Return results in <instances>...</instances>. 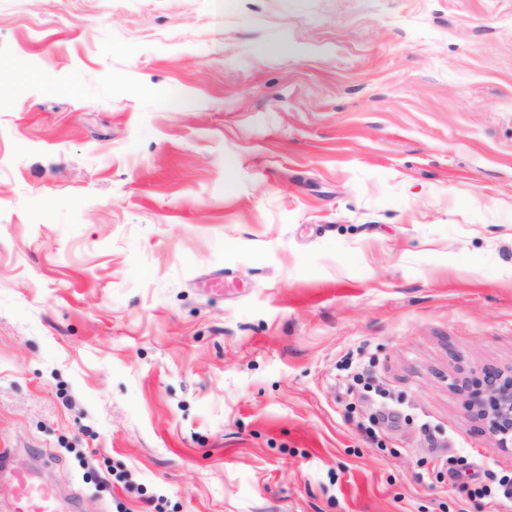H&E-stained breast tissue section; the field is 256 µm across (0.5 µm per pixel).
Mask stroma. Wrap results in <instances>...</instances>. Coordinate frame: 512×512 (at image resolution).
<instances>
[{
    "label": "stroma",
    "instance_id": "35a3bbf8",
    "mask_svg": "<svg viewBox=\"0 0 512 512\" xmlns=\"http://www.w3.org/2000/svg\"><path fill=\"white\" fill-rule=\"evenodd\" d=\"M490 367L512 0H0V448L82 512H489Z\"/></svg>",
    "mask_w": 512,
    "mask_h": 512
}]
</instances>
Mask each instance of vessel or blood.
Returning <instances> with one entry per match:
<instances>
[{"instance_id": "1", "label": "vessel or blood", "mask_w": 512, "mask_h": 512, "mask_svg": "<svg viewBox=\"0 0 512 512\" xmlns=\"http://www.w3.org/2000/svg\"><path fill=\"white\" fill-rule=\"evenodd\" d=\"M0 474L5 477L9 512H75L74 498L63 495L43 482L26 464L15 460L7 450H0Z\"/></svg>"}]
</instances>
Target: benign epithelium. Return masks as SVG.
<instances>
[{"mask_svg": "<svg viewBox=\"0 0 512 512\" xmlns=\"http://www.w3.org/2000/svg\"><path fill=\"white\" fill-rule=\"evenodd\" d=\"M471 412L483 421L497 447H512V373L499 372V385H471L467 391Z\"/></svg>", "mask_w": 512, "mask_h": 512, "instance_id": "benign-epithelium-1", "label": "benign epithelium"}]
</instances>
